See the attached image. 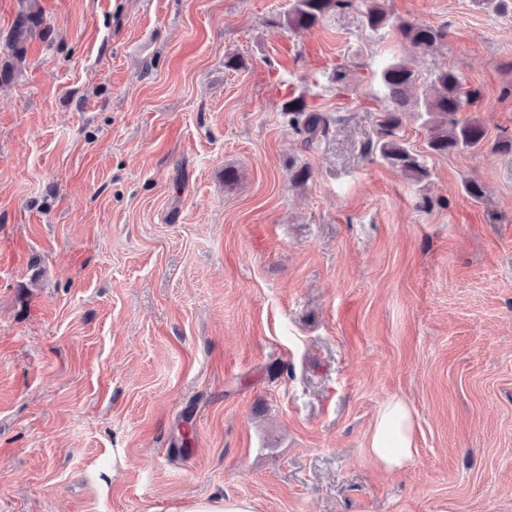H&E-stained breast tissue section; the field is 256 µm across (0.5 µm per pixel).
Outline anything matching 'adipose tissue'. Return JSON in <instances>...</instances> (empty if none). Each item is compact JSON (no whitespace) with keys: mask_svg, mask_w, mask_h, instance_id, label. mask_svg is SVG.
Listing matches in <instances>:
<instances>
[{"mask_svg":"<svg viewBox=\"0 0 512 512\" xmlns=\"http://www.w3.org/2000/svg\"><path fill=\"white\" fill-rule=\"evenodd\" d=\"M370 448L376 458L389 468L403 466L412 459L413 418L404 401L394 399L382 407L373 428Z\"/></svg>","mask_w":512,"mask_h":512,"instance_id":"adipose-tissue-1","label":"adipose tissue"}]
</instances>
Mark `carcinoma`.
I'll list each match as a JSON object with an SVG mask.
<instances>
[{
  "label": "carcinoma",
  "instance_id": "obj_1",
  "mask_svg": "<svg viewBox=\"0 0 512 512\" xmlns=\"http://www.w3.org/2000/svg\"><path fill=\"white\" fill-rule=\"evenodd\" d=\"M357 8L356 0H292L283 25L299 32L311 29L327 18ZM359 21L365 29L377 33L393 26L401 40L423 52L445 37V31L423 22L411 20L391 21L387 11L375 4L360 12ZM380 81L389 102L379 123L380 136L370 146L377 157L397 169L406 179L420 183L430 176L425 159L415 153L400 135L401 114L416 112L426 116L428 149L438 155L461 151H478L491 145V151L503 155L512 154V136H504L488 143L487 128L479 119H461L464 98L459 77L451 70H440L421 79L417 70V58H401L392 62L380 73ZM288 123L312 148L325 138L333 121L332 116L311 109L300 98L288 101L284 106Z\"/></svg>",
  "mask_w": 512,
  "mask_h": 512
}]
</instances>
